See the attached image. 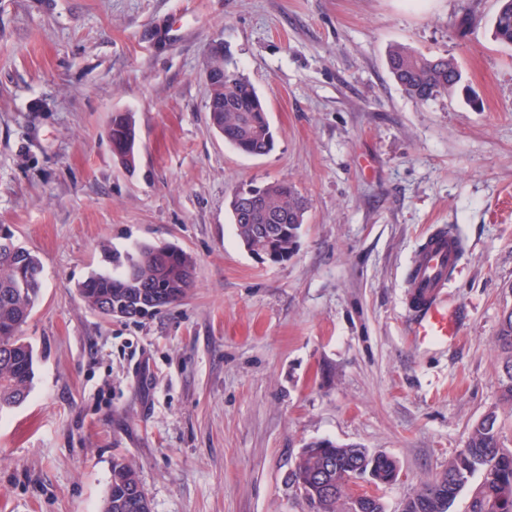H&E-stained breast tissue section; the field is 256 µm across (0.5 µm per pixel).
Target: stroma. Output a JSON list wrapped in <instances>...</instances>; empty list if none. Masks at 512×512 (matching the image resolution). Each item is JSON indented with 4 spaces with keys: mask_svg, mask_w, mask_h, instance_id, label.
<instances>
[{
    "mask_svg": "<svg viewBox=\"0 0 512 512\" xmlns=\"http://www.w3.org/2000/svg\"><path fill=\"white\" fill-rule=\"evenodd\" d=\"M498 0H0V226L37 255L23 328L30 395L0 413V512H100L112 458L152 512H308L288 475L329 439L396 460L386 512L444 470L500 399L512 309V47ZM170 29L155 43L156 26ZM220 40L268 108L275 146L238 152L209 121ZM454 59L462 83L419 101L396 45ZM118 112L138 160L112 152ZM285 181L309 208L296 251L260 260L236 234L240 188ZM456 225L458 340L410 338L407 273ZM173 243L187 296L107 319L78 286L113 252ZM493 33L498 42L512 46V0H500L493 22Z\"/></svg>",
    "mask_w": 512,
    "mask_h": 512,
    "instance_id": "stroma-1",
    "label": "stroma"
}]
</instances>
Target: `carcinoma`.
Listing matches in <instances>:
<instances>
[{"mask_svg": "<svg viewBox=\"0 0 512 512\" xmlns=\"http://www.w3.org/2000/svg\"><path fill=\"white\" fill-rule=\"evenodd\" d=\"M493 33L498 42L512 46V0H500ZM388 66L402 90L420 101L446 96L462 81L457 63L446 57H427L403 45L391 48ZM210 96L224 97V111L213 113V121L224 130L225 142L250 156L265 155L273 149L274 143L250 138L242 131L243 117L253 124L266 125L268 113L227 51L224 87L210 89ZM135 134L136 127L126 129L118 118L112 119L113 151L126 168L135 166L136 154L132 150L121 154L119 148ZM265 202L269 210L288 214V226L272 242L274 254L283 259L297 242L301 225L297 224L296 210L304 207L303 197L288 183L275 182L266 185ZM233 219L241 242L254 250L258 242L253 236L252 221L236 213ZM133 261L137 270L132 275L129 265ZM115 263L121 272L93 275L79 287L82 300L104 315L142 296H155L160 299V306L167 307L183 299L193 285L187 273L194 268V261L174 245L137 244L115 257ZM38 266L37 256L23 247L12 256L0 253V411L23 402L35 376V351L22 331L42 287L41 279L28 276L29 269ZM497 340L505 354L501 397L512 402V310L504 316ZM395 467L396 462L384 454L320 439L302 448L292 476L309 512H349L344 487L352 471L360 468L379 484L393 476ZM487 469L491 477L481 480L473 490L468 512H512V450L502 445L493 410L472 424L460 454L427 484L424 492L406 499L402 512H449L475 472ZM101 512H152L136 466L123 457L112 459L111 481Z\"/></svg>", "mask_w": 512, "mask_h": 512, "instance_id": "obj_1", "label": "carcinoma"}]
</instances>
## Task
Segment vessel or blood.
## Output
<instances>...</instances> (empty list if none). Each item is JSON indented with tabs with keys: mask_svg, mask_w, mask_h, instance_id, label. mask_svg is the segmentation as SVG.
<instances>
[{
	"mask_svg": "<svg viewBox=\"0 0 512 512\" xmlns=\"http://www.w3.org/2000/svg\"><path fill=\"white\" fill-rule=\"evenodd\" d=\"M460 248L446 227L433 230L420 246L410 272L406 305L408 333L424 346L445 345L460 336L462 325L456 306L448 300V280L457 268Z\"/></svg>",
	"mask_w": 512,
	"mask_h": 512,
	"instance_id": "vessel-or-blood-1",
	"label": "vessel or blood"
}]
</instances>
